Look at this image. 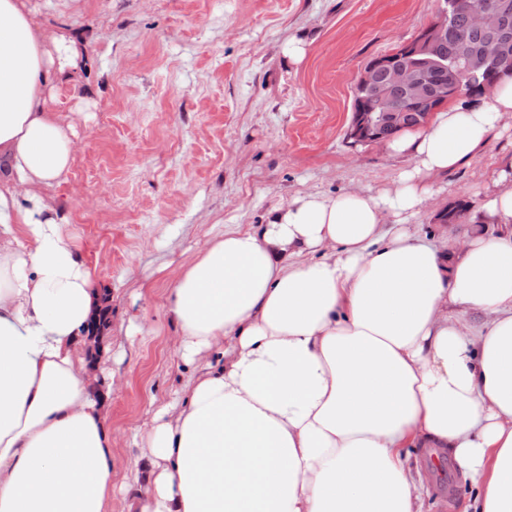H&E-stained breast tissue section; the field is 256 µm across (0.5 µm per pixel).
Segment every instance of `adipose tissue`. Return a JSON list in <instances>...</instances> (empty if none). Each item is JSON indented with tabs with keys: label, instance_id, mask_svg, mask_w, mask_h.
Here are the masks:
<instances>
[{
	"label": "adipose tissue",
	"instance_id": "1",
	"mask_svg": "<svg viewBox=\"0 0 512 512\" xmlns=\"http://www.w3.org/2000/svg\"><path fill=\"white\" fill-rule=\"evenodd\" d=\"M80 60L29 0H0V512H106L112 494L85 340L101 304L38 193L69 172L52 102ZM510 114L506 75L388 142L413 162L396 189L300 192L199 245L166 299L188 374L138 436L131 512H423L412 448L447 449L471 512H512V160L474 230L411 224L421 177Z\"/></svg>",
	"mask_w": 512,
	"mask_h": 512
}]
</instances>
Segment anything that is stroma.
<instances>
[{
  "mask_svg": "<svg viewBox=\"0 0 512 512\" xmlns=\"http://www.w3.org/2000/svg\"><path fill=\"white\" fill-rule=\"evenodd\" d=\"M31 3L47 33L83 36L80 86L56 105L76 153L66 182L40 193L67 214L62 235L111 298L110 349L94 372L112 431L107 510L130 512L120 485L139 454L133 438L186 375L165 311L178 269L206 239L262 223L296 193L397 186L405 157L346 138L353 92L366 63L412 41L443 0ZM295 35L309 47L292 65L283 49ZM505 123L470 166L424 179L436 200L413 219L422 234L438 235L437 207L481 208L512 158Z\"/></svg>",
  "mask_w": 512,
  "mask_h": 512,
  "instance_id": "35a3bbf8",
  "label": "stroma"
}]
</instances>
